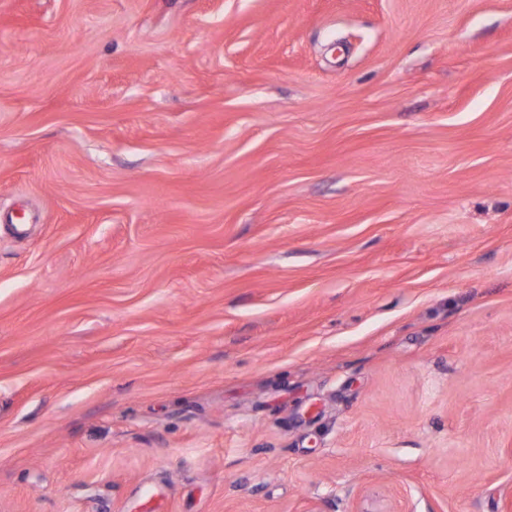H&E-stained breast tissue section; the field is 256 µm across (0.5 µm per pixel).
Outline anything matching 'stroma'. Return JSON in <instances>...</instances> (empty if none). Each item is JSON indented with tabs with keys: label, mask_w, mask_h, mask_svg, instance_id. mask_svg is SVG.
Wrapping results in <instances>:
<instances>
[{
	"label": "stroma",
	"mask_w": 512,
	"mask_h": 512,
	"mask_svg": "<svg viewBox=\"0 0 512 512\" xmlns=\"http://www.w3.org/2000/svg\"><path fill=\"white\" fill-rule=\"evenodd\" d=\"M0 512H512V0H0Z\"/></svg>",
	"instance_id": "1"
}]
</instances>
